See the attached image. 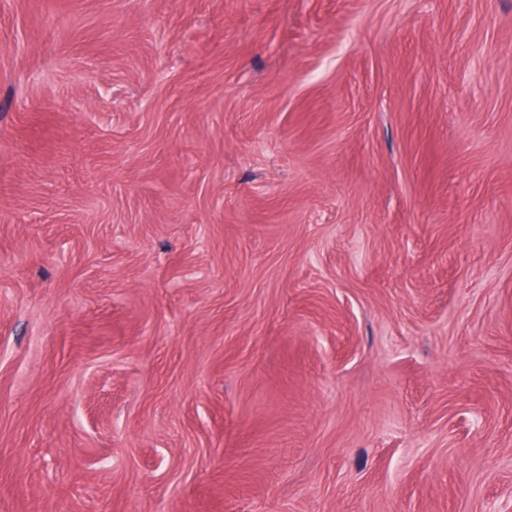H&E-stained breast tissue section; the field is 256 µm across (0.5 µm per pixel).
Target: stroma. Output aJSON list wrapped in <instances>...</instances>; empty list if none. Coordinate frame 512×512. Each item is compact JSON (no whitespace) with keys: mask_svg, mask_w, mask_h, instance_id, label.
I'll return each mask as SVG.
<instances>
[{"mask_svg":"<svg viewBox=\"0 0 512 512\" xmlns=\"http://www.w3.org/2000/svg\"><path fill=\"white\" fill-rule=\"evenodd\" d=\"M0 512H512V0H0Z\"/></svg>","mask_w":512,"mask_h":512,"instance_id":"1","label":"stroma"}]
</instances>
